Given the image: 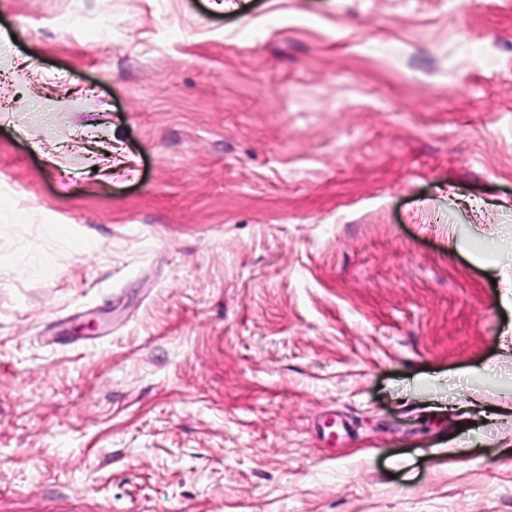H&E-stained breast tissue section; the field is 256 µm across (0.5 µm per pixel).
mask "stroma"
Instances as JSON below:
<instances>
[{"instance_id":"1","label":"stroma","mask_w":512,"mask_h":512,"mask_svg":"<svg viewBox=\"0 0 512 512\" xmlns=\"http://www.w3.org/2000/svg\"><path fill=\"white\" fill-rule=\"evenodd\" d=\"M218 2L0 0V512H512V0Z\"/></svg>"}]
</instances>
